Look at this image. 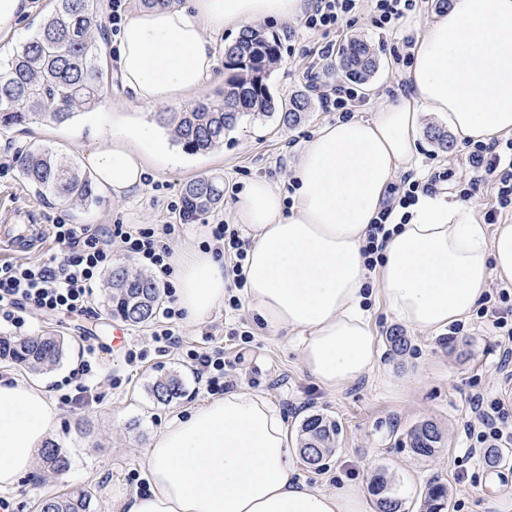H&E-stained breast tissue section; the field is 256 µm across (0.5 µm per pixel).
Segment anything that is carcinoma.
I'll return each mask as SVG.
<instances>
[{
	"instance_id": "cac0c4a2",
	"label": "carcinoma",
	"mask_w": 512,
	"mask_h": 512,
	"mask_svg": "<svg viewBox=\"0 0 512 512\" xmlns=\"http://www.w3.org/2000/svg\"><path fill=\"white\" fill-rule=\"evenodd\" d=\"M104 21L95 0H54L53 10L38 24L34 38L26 42L0 71V129L27 124L36 119L47 124H65L82 112L94 110L103 88L98 38ZM282 61L279 39L257 28L242 32L224 50V69L231 75L224 91L216 99L206 98L183 112H157L156 122L167 128L174 141L191 154H206L224 144V137L242 121L269 118L275 114L288 125H296L309 109L304 93L278 99L272 95L268 78ZM376 59L370 46L353 39L340 55L345 77L363 84L375 73ZM19 169L26 184L44 199L61 204L92 203L98 193L94 180L68 164L60 162L47 148H35L19 157ZM224 188L216 177H199L183 189L181 219L191 224L221 202ZM108 311L115 318L139 326L154 316L160 301V288L150 277L131 274L124 266L110 272ZM64 355V341L58 336L38 335L22 339L0 336V360L13 362L31 371L48 370ZM181 393L177 376L157 379L152 387L154 399L172 402ZM303 458L316 464L330 450L336 424L320 415H311L302 423ZM442 443V433L432 422L412 429L408 445L423 457L434 455ZM44 470L63 472L68 456L54 444L41 451ZM379 512H400L401 502L381 476L371 485ZM448 489L433 485L425 496L426 512H442ZM93 493L81 488L42 499L39 512H93Z\"/></svg>"
}]
</instances>
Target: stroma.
<instances>
[{
    "mask_svg": "<svg viewBox=\"0 0 512 512\" xmlns=\"http://www.w3.org/2000/svg\"><path fill=\"white\" fill-rule=\"evenodd\" d=\"M261 27L279 35L282 62L271 73L272 95L286 97L308 92L310 108L302 121L285 126L278 117L242 122L222 147L206 154H190L177 145L166 128L158 134L168 147L167 163L150 167L141 189L115 199L100 193L89 205H62L38 197L24 182L17 167L0 171V212L10 210L23 219L12 226L14 234L28 237L59 222L107 232L116 224H175L184 185L197 177L223 178L224 199L206 216L210 222H233L237 190L252 179L264 178L278 187L289 184L298 163L302 144L336 113L324 111L319 91L310 89L311 72H329L332 84H341L338 57L312 56L311 48L332 42L342 46L361 39L373 50L377 72L357 90L362 97L358 117L369 118L381 105L402 92L405 71L394 55L396 37H382L367 13L354 23L323 36L305 31L300 20L262 22ZM155 108L135 102L116 77L103 87V101L94 111L56 125L35 121L0 131V157L15 159L35 147L50 148L59 160L82 164L84 154L99 144L113 121L136 126L154 120ZM417 142L421 171L433 175L452 171L445 190L458 193L467 173L461 142L442 148L427 130L445 128L435 114H427ZM372 325L377 336V361L372 372L344 388L329 391L318 385L302 368L292 336L267 332L255 311L243 307L237 312L216 308L203 321L180 320L177 332L184 346L220 349L226 361L230 389H243L265 397L288 419L291 436H298L304 419L312 414L335 422L336 443L319 464L297 459L296 465L307 483L317 489H333L346 483L370 486L376 475H384L402 501V512H423L430 484L448 489L447 512H512V446L503 448L497 462L470 455L466 425L470 419V398L480 392L496 397L503 391L507 374L500 368L502 350L498 336L478 314L463 321L459 333H425L406 327L380 298L369 301ZM248 324L250 343H241L232 328ZM120 319L107 315L105 291L94 290V310L89 314H49L28 311L22 328L0 323V335L24 338L51 333L64 340V356L52 369L32 374L0 360L1 378H30L42 385L58 412L52 441L68 455L71 465L62 473L43 474L39 482L23 479L5 498L10 512H37L39 501L74 487L94 493L95 512H112V502L136 491L134 475L144 474L143 452L176 417L210 395L194 380L193 370L179 350L154 351L152 324L128 326L129 345L146 350L138 367H128L123 348L113 346L112 336ZM400 331L408 339L404 354L390 352L387 338ZM98 345V362L83 379L87 396L62 403L55 385L70 376L85 358L86 342ZM166 375L178 376L181 394L171 403H158L150 392L152 383ZM120 385H113V378ZM436 423L443 442L430 457L413 453L407 445L409 432L424 421Z\"/></svg>",
    "mask_w": 512,
    "mask_h": 512,
    "instance_id": "obj_1",
    "label": "stroma"
}]
</instances>
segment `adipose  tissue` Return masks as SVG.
<instances>
[{"mask_svg":"<svg viewBox=\"0 0 512 512\" xmlns=\"http://www.w3.org/2000/svg\"><path fill=\"white\" fill-rule=\"evenodd\" d=\"M308 0H188L132 12L103 46L124 89L145 105L177 102L215 75L207 32H242L259 20H294ZM404 72L406 95L368 119L322 125L305 141L292 193L263 179L239 195L235 219L250 231L245 297L265 328L299 333L305 372L328 390L376 364V336L363 289L374 284L406 326L442 331L464 320L491 281L512 284V219L494 231L469 203L419 194L375 269L362 255L368 229L398 171L418 166L425 113L445 118L459 141L512 133V0H453L425 24ZM112 197L138 190L150 163L166 160L152 126L113 124L85 154ZM179 306L194 320L223 304L224 258L188 248L173 260ZM57 410L42 389L0 380V492L35 473ZM283 413L245 390L175 418L144 450L148 493L114 502V512H368L360 485L318 490L297 479Z\"/></svg>","mask_w":512,"mask_h":512,"instance_id":"obj_1","label":"adipose tissue"}]
</instances>
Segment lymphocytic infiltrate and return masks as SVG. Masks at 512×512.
<instances>
[{
	"mask_svg": "<svg viewBox=\"0 0 512 512\" xmlns=\"http://www.w3.org/2000/svg\"><path fill=\"white\" fill-rule=\"evenodd\" d=\"M427 0H314L302 22L312 33H330L343 24L354 22L360 12H368L373 27L382 34L395 35L399 23L408 14L425 9ZM465 162L470 178L462 189L463 199H471L482 187H490L495 203L484 214L489 224L499 223L507 209L512 208V136L490 138L476 143L466 142ZM431 182L421 181L416 173L403 176L395 185L390 198L377 220L368 231L364 253L368 266H375L387 239L395 209L408 208L417 200L418 193L429 192ZM176 224H153L140 227L130 224L115 225L108 238L89 229L58 223L54 236L64 246L62 257L43 263L17 266L0 264V321L20 326L24 314L34 309L45 313L92 312L93 290L102 273L112 264L108 239H117L125 251L154 268L162 277H170L169 240L179 234ZM207 242L222 246L228 260L224 276L233 293L228 299L232 310H240L237 295L244 286L243 263L250 241L239 225L216 223L206 227ZM480 315L488 324L505 334V351H512V289L493 287L484 294ZM183 356L194 368L196 381L205 384L213 395L223 394L224 354L197 348L184 350ZM472 421L467 426L470 449L482 452L512 440V401L503 397L492 399L483 394L471 398Z\"/></svg>",
	"mask_w": 512,
	"mask_h": 512,
	"instance_id": "f902f5d3",
	"label": "lymphocytic infiltrate"
}]
</instances>
